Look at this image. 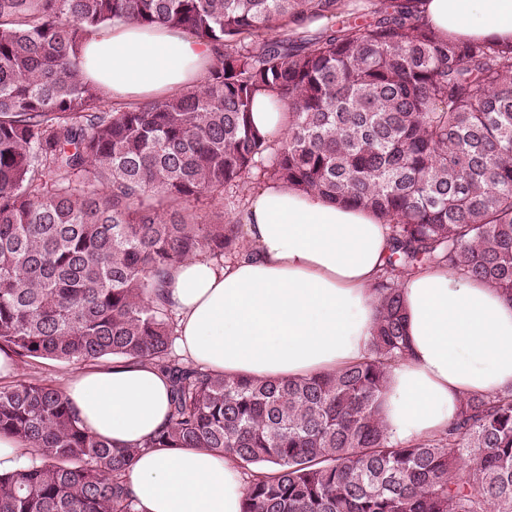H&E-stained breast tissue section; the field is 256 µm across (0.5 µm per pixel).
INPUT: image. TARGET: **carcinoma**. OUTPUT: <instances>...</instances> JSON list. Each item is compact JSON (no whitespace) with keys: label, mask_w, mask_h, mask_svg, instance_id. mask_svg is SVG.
<instances>
[{"label":"carcinoma","mask_w":512,"mask_h":512,"mask_svg":"<svg viewBox=\"0 0 512 512\" xmlns=\"http://www.w3.org/2000/svg\"><path fill=\"white\" fill-rule=\"evenodd\" d=\"M419 0H0V350L21 363L148 361L170 413L148 448L232 457L241 512H512V390L402 445L382 417L409 350L403 279L431 267L512 299V47L441 42ZM177 27L215 46L200 87L125 107L80 75L91 30ZM288 112L274 142L250 114ZM294 185L385 218L372 357L231 378L173 353L170 268L238 253L224 195ZM0 512H138L137 448L88 433L61 387L0 386ZM31 460L29 450L15 439L0 435V472H9L27 465Z\"/></svg>","instance_id":"cac0c4a2"}]
</instances>
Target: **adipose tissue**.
<instances>
[{"instance_id": "obj_1", "label": "adipose tissue", "mask_w": 512, "mask_h": 512, "mask_svg": "<svg viewBox=\"0 0 512 512\" xmlns=\"http://www.w3.org/2000/svg\"><path fill=\"white\" fill-rule=\"evenodd\" d=\"M439 39L512 45V0H421ZM81 74L113 102L138 104L199 87L215 58L195 36L115 23L90 32ZM245 247L218 263L170 270L177 354L214 374L267 379L333 372L366 355L373 286L390 227L372 210L267 183L241 219ZM410 349L390 372L387 429L398 443L447 429L467 396L512 389V300L435 267L402 285ZM64 392L84 428L140 456L126 479L139 512H241L236 463L202 448H151L169 415V381L153 364L89 365Z\"/></svg>"}]
</instances>
